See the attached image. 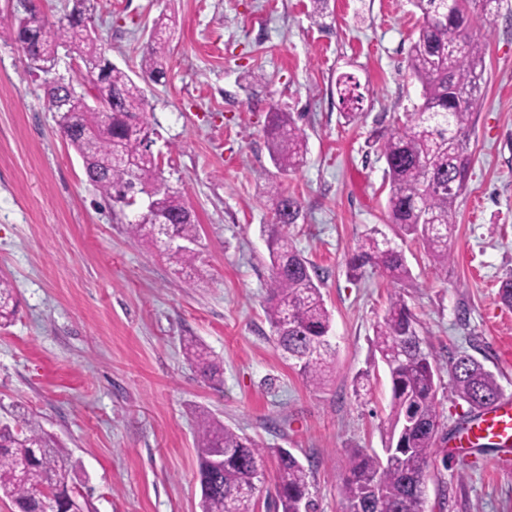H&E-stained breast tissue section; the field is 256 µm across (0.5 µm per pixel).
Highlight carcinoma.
Segmentation results:
<instances>
[{
  "label": "carcinoma",
  "mask_w": 512,
  "mask_h": 512,
  "mask_svg": "<svg viewBox=\"0 0 512 512\" xmlns=\"http://www.w3.org/2000/svg\"><path fill=\"white\" fill-rule=\"evenodd\" d=\"M498 0H414L422 14L418 36L408 54V70L421 85V103L403 129L384 137L382 156L389 183L388 223L399 234L421 240L435 265L448 268V237L456 224L454 203L467 188L472 167L470 132L483 101L485 48L471 32L475 8L491 13ZM85 0H74L66 20L54 19L33 5L36 25L23 35L22 20L0 19V37L19 45L30 67L40 70L52 50L79 55L85 70L102 69L98 82H89L95 97L111 107L112 121L101 125L85 96L76 88L45 91L49 109L68 127L67 142L79 153L88 183L109 203L153 193L152 205L168 232L182 241H195L199 224L182 196L167 189L160 177L151 141L140 129L147 126L142 88L124 69L106 59L97 38L87 28ZM168 45L153 39L140 61L139 76L152 81L167 77L163 63ZM264 134L278 172L296 170L304 161L307 136L291 113L278 108L268 114ZM273 223L266 242L271 260L264 311L277 348L297 368L308 386L320 387L330 377L335 350L329 341L330 314L320 282L309 262L288 235V226L302 216L300 199L271 185ZM181 269L192 268L191 251L165 249ZM396 282L411 278L405 256L375 230L363 235L349 261L353 277L365 268ZM9 283L0 280V327L15 314ZM374 344L391 384V414L387 421L386 461L374 455L354 458L343 479L342 512H424L423 482L439 429L435 400L438 366L431 349L423 346L416 322L404 298L390 297L389 308L375 328ZM188 362L214 384L222 381V361L201 345H184ZM456 394L471 409L481 411L502 396L495 376L473 357L461 355L450 364ZM224 449V460L212 461L210 449ZM198 473L201 512H255L258 483L264 480L263 450L251 437L212 419L198 425ZM77 465L33 421L21 428L0 426V500L17 512H34L33 494L43 492L47 512H59L54 493L59 480H69ZM310 497V471L294 455L277 451L275 512H297L298 502Z\"/></svg>",
  "instance_id": "carcinoma-1"
}]
</instances>
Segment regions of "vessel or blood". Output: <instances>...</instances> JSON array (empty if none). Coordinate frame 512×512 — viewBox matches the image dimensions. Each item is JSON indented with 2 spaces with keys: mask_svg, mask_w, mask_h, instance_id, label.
<instances>
[{
  "mask_svg": "<svg viewBox=\"0 0 512 512\" xmlns=\"http://www.w3.org/2000/svg\"><path fill=\"white\" fill-rule=\"evenodd\" d=\"M512 441V399H499L479 417L470 419L448 441L452 452H471L486 445Z\"/></svg>",
  "mask_w": 512,
  "mask_h": 512,
  "instance_id": "obj_1",
  "label": "vessel or blood"
}]
</instances>
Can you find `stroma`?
Returning <instances> with one entry per match:
<instances>
[{
	"instance_id": "35a3bbf8",
	"label": "stroma",
	"mask_w": 512,
	"mask_h": 512,
	"mask_svg": "<svg viewBox=\"0 0 512 512\" xmlns=\"http://www.w3.org/2000/svg\"><path fill=\"white\" fill-rule=\"evenodd\" d=\"M86 6L89 29L125 69L138 68L156 20L172 21L168 81L145 87V113L165 185L196 212V263L179 272L129 237L138 208L107 204L88 184L40 78L0 39V279L17 304L0 329V423L35 420L66 448L90 512H200L203 414L263 446L256 512H274L280 448L310 468L316 512H339L352 457L384 446L390 383L372 339L398 291L443 372L424 512H512V465H497V448L448 452L470 410L447 374L470 355L512 396V309L498 298L512 275V0L474 17L486 88L448 269L405 238L412 278L398 283L370 269L351 278L347 260L368 230L395 235L380 145L421 101L407 67L422 22L411 0H328L317 23L311 0ZM258 69L265 82L247 84ZM349 78L363 95L352 114L337 92ZM273 108L307 135L303 165L285 176L263 135ZM272 182L302 202L288 233L331 313L335 370L319 388L282 356L264 313ZM189 336L222 360V384L190 367Z\"/></svg>"
}]
</instances>
